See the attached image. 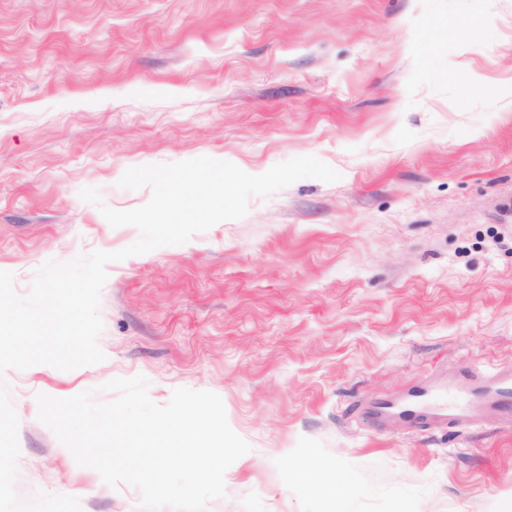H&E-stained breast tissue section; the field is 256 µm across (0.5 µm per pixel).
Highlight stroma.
<instances>
[{
  "instance_id": "35a3bbf8",
  "label": "stroma",
  "mask_w": 512,
  "mask_h": 512,
  "mask_svg": "<svg viewBox=\"0 0 512 512\" xmlns=\"http://www.w3.org/2000/svg\"><path fill=\"white\" fill-rule=\"evenodd\" d=\"M299 180L181 245L108 264L103 362L6 370L15 490L141 512L37 418L144 376L218 394L251 450L206 512H512V410L376 412L512 367V0H0V271L116 251L82 189L202 156ZM425 395L424 389L415 388L409 402L405 404L385 402L381 408L386 412H394L405 418L420 416L425 424L438 428L454 426L467 421L469 408L464 396L457 394L456 399L453 402H448L447 407L442 405L436 409L431 406L430 402L426 407L422 406L421 400Z\"/></svg>"
}]
</instances>
